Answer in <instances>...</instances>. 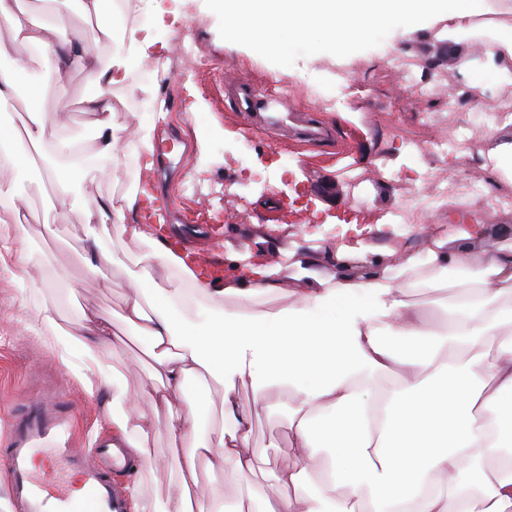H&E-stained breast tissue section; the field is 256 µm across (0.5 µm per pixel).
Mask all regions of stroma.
<instances>
[{
    "label": "stroma",
    "mask_w": 512,
    "mask_h": 512,
    "mask_svg": "<svg viewBox=\"0 0 512 512\" xmlns=\"http://www.w3.org/2000/svg\"><path fill=\"white\" fill-rule=\"evenodd\" d=\"M187 16L188 30L196 51L206 64L195 78L182 81L175 73V45L167 41V29L175 17ZM142 34L166 41L162 64L148 73L149 94L133 95L125 88L112 90L118 121H138L154 129L155 145L169 144L171 159L181 160L176 196L182 202H206L209 192H223L225 185L239 183L242 204H227L226 212L242 213V221L224 226V251L250 256L276 265L284 283L281 293L263 295L252 302L257 311H274L290 303L302 284L293 278L294 256L306 255L329 264L336 253L332 233L336 217L349 209H363L366 223L376 217L400 214L407 205L397 185L418 191L415 200L433 234L456 240L458 227L448 222V205L436 183H451L457 169L435 165L433 178H426V165L410 153L404 140L410 136H449L453 126L447 103L435 108L429 125H422L423 101L403 87L390 70V57L399 53L412 62L432 61L439 82L436 91L447 95L465 84L467 74L434 39L432 31H409L402 25L376 33L362 41L344 60L316 54L305 41L291 44L287 57L275 58L251 51L246 45L224 44V18L210 0H155L154 10L141 26ZM253 86L276 91L288 84V102L315 113L333 130L331 141L305 143L287 136L269 141L248 133L224 98L226 75ZM80 72H73L65 85L42 102L44 118H54L60 109L70 112L68 128L61 137L90 139L93 116L83 101L90 94ZM171 108L174 124L158 121V104ZM478 110L467 118L479 129L477 147L486 153L494 147L487 127L505 104H512V84L488 88ZM249 150H242L243 139ZM140 165L135 148H128L117 169L99 179V193L113 204L139 181ZM29 196L26 230L29 243L40 256L35 272L37 287L0 272V440L6 436L15 412L23 410L36 395L56 394L63 408L77 412L80 443L92 449L99 434L110 433L102 415L107 394H89L73 366L77 351H61L48 335L30 329L31 318L44 305H54L70 321L93 308L111 316L120 336L103 360L122 377L130 391L149 385L148 359L135 337L123 335L120 314L127 272L141 271L150 245L145 241L111 238L109 246L118 259L109 273V283L92 282L86 276L84 244L86 226L80 211H61L55 184L37 167L18 174ZM379 237L363 235L366 265L394 266L411 254L423 253L427 240L410 236L405 226H383ZM69 367H62L61 359ZM288 399L279 390L269 406L259 408L254 421L251 453L257 468L249 482H242L232 469L202 472L198 490L209 505L229 512L247 486L270 481L277 470L294 461L289 446ZM166 416H159L147 442V455H133V468L114 473L121 490L138 487L148 512H166L175 493L170 469L156 468L155 458H172L173 444L165 429Z\"/></svg>",
    "instance_id": "obj_1"
}]
</instances>
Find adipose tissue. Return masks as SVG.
<instances>
[{
	"mask_svg": "<svg viewBox=\"0 0 512 512\" xmlns=\"http://www.w3.org/2000/svg\"><path fill=\"white\" fill-rule=\"evenodd\" d=\"M224 17V38L255 52L288 54L291 42L310 39L318 53L343 56L362 38L394 22L407 28H436L437 39L473 37L475 16L496 10L501 20L494 44L471 61L467 90L472 97L496 84H512V0H211ZM0 57L14 46L37 48L46 64L45 85L79 71L92 93L84 101L96 116L93 151L59 136V123L39 110L42 92L19 90L15 68L0 67V104L28 113L25 138L0 129L12 149L0 161V197L14 216L26 201L15 172L30 165L37 146L48 172L57 176L61 206L81 207L87 224L86 270L101 279L116 259L110 236L149 240L150 257L170 268L158 240L148 239L137 215L146 205L131 189L122 206L100 201L88 162L119 166L129 145L145 159L154 155L153 136L137 122L119 123L113 86L127 83L135 65L158 51L139 28L125 33L127 49L103 62L98 44L60 23L38 21L19 0H0ZM459 245L430 239L424 256H407L399 268L384 267L363 278L319 268L310 258L294 263L309 280L297 299L275 311L231 312L224 300L241 303L275 294V267L231 260L223 283L192 278L159 283L147 271L128 275L122 320L146 344L151 383L146 395L130 393L102 356L116 331L109 317L83 311L78 322L61 319L45 306L40 323L64 349L78 350L76 369L88 392L107 391L108 419L128 447L144 451L159 413L176 442L177 496L167 512H209L196 497L201 466L231 467L246 478L255 470L250 452L253 409L240 404L237 384H250L256 399L287 384L288 436L294 463L269 485L248 491L233 512H512V248L489 251L482 238L490 214L455 208ZM411 288L440 293L447 312L443 330L408 298ZM204 297L209 317L188 325L189 294ZM394 374L390 390L378 378ZM211 378L224 390V424L197 437L198 412L188 400L193 381ZM191 448H182L184 437ZM320 467L322 479L305 486L302 475ZM343 499H335L336 487Z\"/></svg>",
	"mask_w": 512,
	"mask_h": 512,
	"instance_id": "1",
	"label": "adipose tissue"
}]
</instances>
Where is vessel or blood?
Masks as SVG:
<instances>
[{
    "label": "vessel or blood",
    "instance_id": "1",
    "mask_svg": "<svg viewBox=\"0 0 512 512\" xmlns=\"http://www.w3.org/2000/svg\"><path fill=\"white\" fill-rule=\"evenodd\" d=\"M232 95L247 130L264 132L271 140L287 133L292 115L286 98L246 84L233 85ZM165 240L170 256L190 271L222 278V254L213 252L200 261L189 253L183 236L169 232ZM128 467L126 452L118 445L102 441L90 453L78 448L73 417L45 397L31 401L29 412L14 421L6 446L0 448V469L11 483L15 512H127L111 474Z\"/></svg>",
    "mask_w": 512,
    "mask_h": 512
}]
</instances>
